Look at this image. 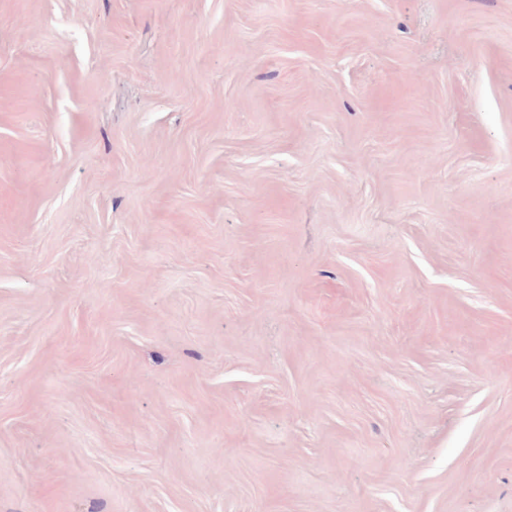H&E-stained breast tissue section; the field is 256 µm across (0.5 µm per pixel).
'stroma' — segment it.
<instances>
[{"mask_svg": "<svg viewBox=\"0 0 512 512\" xmlns=\"http://www.w3.org/2000/svg\"><path fill=\"white\" fill-rule=\"evenodd\" d=\"M0 512H512V0H0Z\"/></svg>", "mask_w": 512, "mask_h": 512, "instance_id": "stroma-1", "label": "stroma"}]
</instances>
